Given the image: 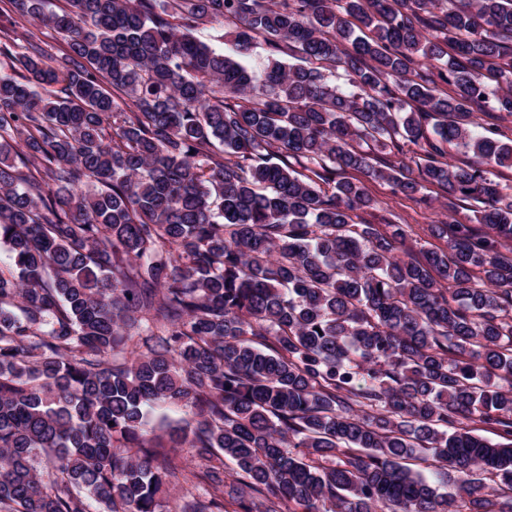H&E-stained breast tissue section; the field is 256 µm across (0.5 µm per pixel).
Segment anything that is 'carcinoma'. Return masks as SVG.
Returning <instances> with one entry per match:
<instances>
[{
    "label": "carcinoma",
    "instance_id": "obj_1",
    "mask_svg": "<svg viewBox=\"0 0 512 512\" xmlns=\"http://www.w3.org/2000/svg\"><path fill=\"white\" fill-rule=\"evenodd\" d=\"M64 2L0 0V512H512V0ZM347 170L486 230L400 254ZM195 36L216 49H227L234 37V28L225 22L224 25L207 24L197 29ZM474 119L482 128L480 131L489 133V131H497L507 138L512 139V116L505 112H497L490 108L486 112H476Z\"/></svg>",
    "mask_w": 512,
    "mask_h": 512
}]
</instances>
